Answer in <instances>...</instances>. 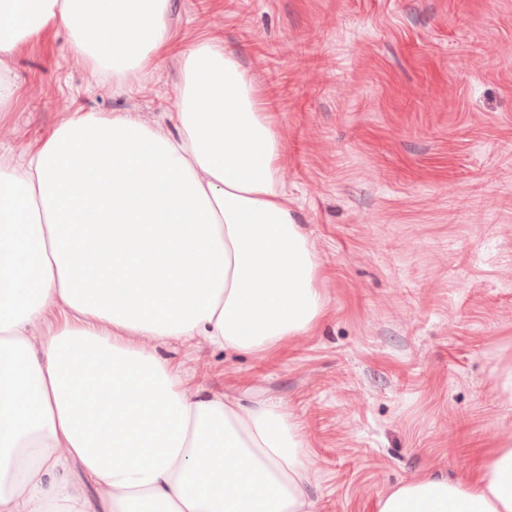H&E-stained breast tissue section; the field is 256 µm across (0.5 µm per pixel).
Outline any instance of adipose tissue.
Segmentation results:
<instances>
[{"label": "adipose tissue", "mask_w": 512, "mask_h": 512, "mask_svg": "<svg viewBox=\"0 0 512 512\" xmlns=\"http://www.w3.org/2000/svg\"><path fill=\"white\" fill-rule=\"evenodd\" d=\"M172 0H0L10 60L64 33L121 94L170 45ZM176 133L73 112L22 162L0 154V512H317L286 407L188 390L155 338L263 352L326 314L282 143L236 54L181 55ZM377 512H512V437Z\"/></svg>", "instance_id": "obj_1"}]
</instances>
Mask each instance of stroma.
<instances>
[{"label":"stroma","instance_id":"1","mask_svg":"<svg viewBox=\"0 0 512 512\" xmlns=\"http://www.w3.org/2000/svg\"><path fill=\"white\" fill-rule=\"evenodd\" d=\"M169 25L174 46L120 95L64 35L29 44L0 152L26 156L75 111L169 125L185 41L222 40L281 140L327 314L267 353H156L188 389L287 407L318 512L471 468L512 435V0H173Z\"/></svg>","mask_w":512,"mask_h":512}]
</instances>
